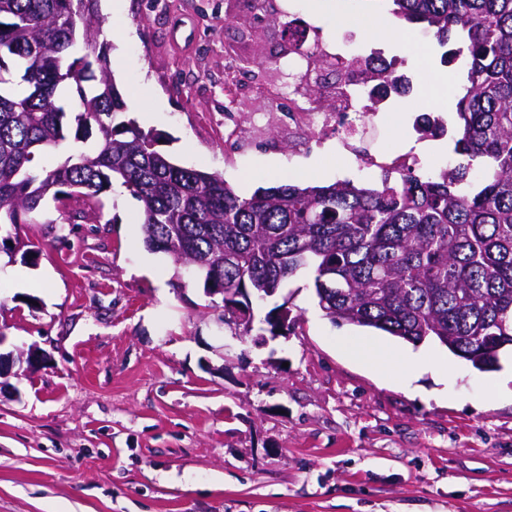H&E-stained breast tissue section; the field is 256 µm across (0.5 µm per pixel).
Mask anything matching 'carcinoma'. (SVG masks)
Listing matches in <instances>:
<instances>
[{"label":"carcinoma","instance_id":"1","mask_svg":"<svg viewBox=\"0 0 512 512\" xmlns=\"http://www.w3.org/2000/svg\"><path fill=\"white\" fill-rule=\"evenodd\" d=\"M394 14L467 43L469 87L440 178L384 171L381 185H281L237 195L214 173L172 163L116 88L98 0H0V227L30 224L47 197L77 188L92 204L116 183L142 204L143 244L204 262L224 306L273 296L308 269L335 320L414 345L438 342L481 372L512 346V0H393ZM21 61L13 91L4 57ZM96 150L50 170L33 164L65 140L61 91Z\"/></svg>","mask_w":512,"mask_h":512}]
</instances>
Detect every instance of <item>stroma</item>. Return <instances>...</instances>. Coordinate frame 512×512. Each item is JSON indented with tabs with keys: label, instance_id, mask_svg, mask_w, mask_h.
Here are the masks:
<instances>
[{
	"label": "stroma",
	"instance_id": "stroma-1",
	"mask_svg": "<svg viewBox=\"0 0 512 512\" xmlns=\"http://www.w3.org/2000/svg\"><path fill=\"white\" fill-rule=\"evenodd\" d=\"M112 76L127 116L179 166L216 172L240 196L282 184L371 186L381 171L354 151L415 152L436 178L454 155L466 92L433 33L374 34L386 0H274L254 22L246 0H111ZM296 22L292 43L283 24ZM379 48L444 99L387 102L353 140L314 128L288 135L287 109L334 99L301 84L324 43ZM435 111L446 130L420 132ZM142 205L124 188L89 208L47 200L34 223L0 228V351L36 348L44 364L0 376V512H512V351L481 372L444 347L330 319L307 271L255 303L287 304V329L239 336L214 322L202 285L147 250ZM366 341L436 369L357 362Z\"/></svg>",
	"mask_w": 512,
	"mask_h": 512
}]
</instances>
